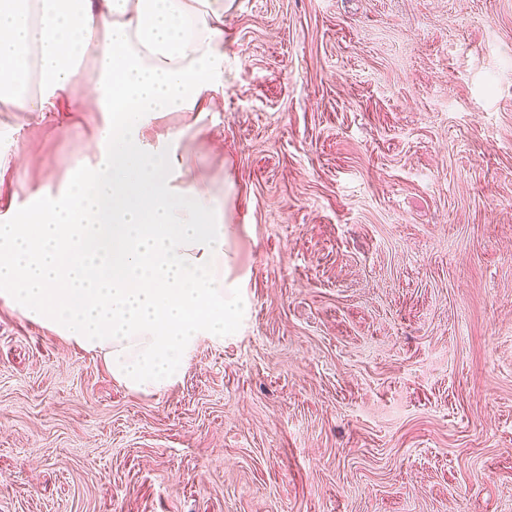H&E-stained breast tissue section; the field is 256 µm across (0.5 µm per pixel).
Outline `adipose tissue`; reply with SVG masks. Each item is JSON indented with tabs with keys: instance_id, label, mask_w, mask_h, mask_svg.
<instances>
[{
	"instance_id": "obj_1",
	"label": "adipose tissue",
	"mask_w": 512,
	"mask_h": 512,
	"mask_svg": "<svg viewBox=\"0 0 512 512\" xmlns=\"http://www.w3.org/2000/svg\"><path fill=\"white\" fill-rule=\"evenodd\" d=\"M0 85L44 120L106 115L63 186L0 223V301L130 390H167L199 340L234 335L250 309L225 199L189 176L180 133L149 139L166 114L217 107L224 0H0Z\"/></svg>"
}]
</instances>
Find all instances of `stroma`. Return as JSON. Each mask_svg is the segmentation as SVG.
<instances>
[{"instance_id":"35a3bbf8","label":"stroma","mask_w":512,"mask_h":512,"mask_svg":"<svg viewBox=\"0 0 512 512\" xmlns=\"http://www.w3.org/2000/svg\"><path fill=\"white\" fill-rule=\"evenodd\" d=\"M173 112L250 312L160 394L0 303V512H512V0H224ZM104 121H35L0 216Z\"/></svg>"}]
</instances>
